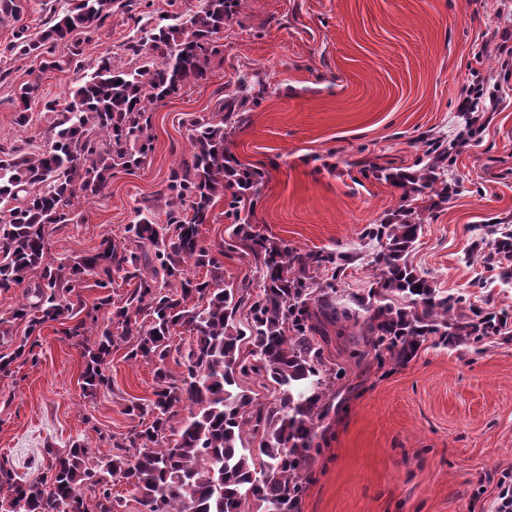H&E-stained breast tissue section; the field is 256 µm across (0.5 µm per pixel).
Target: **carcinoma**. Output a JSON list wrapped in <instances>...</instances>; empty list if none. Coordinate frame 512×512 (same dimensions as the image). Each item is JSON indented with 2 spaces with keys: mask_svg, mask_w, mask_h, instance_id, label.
Masks as SVG:
<instances>
[{
  "mask_svg": "<svg viewBox=\"0 0 512 512\" xmlns=\"http://www.w3.org/2000/svg\"><path fill=\"white\" fill-rule=\"evenodd\" d=\"M114 0H77L56 11L38 32L17 27L0 57L42 58L46 69L59 67L58 44L69 47L68 62L82 67V34L100 28L111 16ZM239 7V0H199L188 13L160 19L142 36L126 43L136 67L98 58L89 79L62 101L44 103L55 113L45 148L0 146V290L20 287L37 276L35 289L0 317V336L12 324L25 323L24 339L0 354V371L14 360L37 361L28 337L48 322L65 325L71 337L95 334L81 379L90 396L111 386L106 361L112 348L129 336L137 341L128 353L156 365L154 399L132 401L126 414L151 422L132 427L112 442L102 458L88 445L74 442L65 450L46 449L47 472L23 482L0 463L3 512H88L86 496L97 512H119L122 500L112 483L125 481L141 512H299L316 429L330 416L336 393L331 378L342 368L325 355L329 328L352 336L361 358L407 362L427 339L444 346H478L507 334L508 314L466 308L461 296L444 295L407 261L421 224L412 203L432 208L448 200L443 168L448 148L435 142L417 171H383L385 180L404 189L407 208L393 221L376 224L367 235L382 242L372 264L373 287L365 297L338 298L336 279L349 256L334 252H297L251 230L253 197L262 176L236 168L224 141L251 94L246 81L219 103L211 117L192 116L190 159L174 167L163 205L147 200L135 210L123 237L105 236L96 252L66 259L48 254L51 226L75 222L72 202L105 196L113 172L142 164L151 141V106L188 83L208 79L217 55L218 35ZM21 0H0V22L21 20ZM37 82L16 91L17 123H29ZM230 192L235 243L205 245L199 226L209 220L216 199ZM165 220H160V217ZM251 251L262 288L224 287V251L237 245ZM488 261L503 266L512 282V233L494 241ZM205 270L202 279L189 274ZM330 279H322L323 272ZM135 281L118 303L107 295L86 308L76 289L85 277L106 288L112 277ZM113 306L110 324L98 326L97 312ZM248 308L245 320L238 318ZM181 327L189 333L180 353L185 371L167 369L168 340ZM254 375L272 388L262 401L241 384Z\"/></svg>",
  "mask_w": 512,
  "mask_h": 512,
  "instance_id": "carcinoma-1",
  "label": "carcinoma"
}]
</instances>
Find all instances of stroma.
<instances>
[{
	"instance_id": "obj_1",
	"label": "stroma",
	"mask_w": 512,
	"mask_h": 512,
	"mask_svg": "<svg viewBox=\"0 0 512 512\" xmlns=\"http://www.w3.org/2000/svg\"><path fill=\"white\" fill-rule=\"evenodd\" d=\"M72 0H22L21 24L38 31ZM134 14L113 6L105 24L82 44L83 66L58 46V68L18 57L0 82V144L44 145L53 113L33 105L27 126L16 122L15 91L37 79L46 98L66 97L111 51L125 66L138 21L193 9L197 0H135ZM242 0L224 28L209 80L186 85L152 107L144 162L117 170L106 197L75 199L81 219L51 230V256L91 254L104 236L122 237L136 207L163 192L179 160L189 158L186 120L211 116L241 77L262 84L226 146L264 179L254 197L255 231L288 248L346 254L336 280L347 300L367 293L379 251L367 237L403 204L402 189L378 169H416L426 145L449 142L465 125L458 110L473 71L503 88L497 112L472 146L451 151L446 202L422 211L424 232L409 259L445 292L512 313L484 260L493 249L488 225L512 231V66L496 46L512 37V0ZM17 23V24H20ZM16 23H0V49ZM112 350L110 389L87 396L83 347L59 323L37 338L38 363L16 361L0 372V460L22 480L45 475L47 447L84 442L109 454L133 421L129 401L149 400L155 366ZM348 374L349 390L318 429L320 453L310 466L301 512H488L503 472H512V341L480 354L425 342L408 363L371 364L359 375L348 337L329 347Z\"/></svg>"
}]
</instances>
